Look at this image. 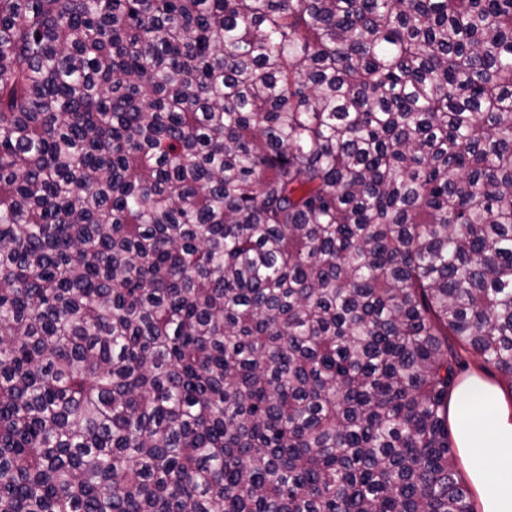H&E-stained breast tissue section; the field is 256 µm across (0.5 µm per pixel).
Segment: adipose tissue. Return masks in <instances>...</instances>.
Masks as SVG:
<instances>
[{
    "label": "adipose tissue",
    "mask_w": 512,
    "mask_h": 512,
    "mask_svg": "<svg viewBox=\"0 0 512 512\" xmlns=\"http://www.w3.org/2000/svg\"><path fill=\"white\" fill-rule=\"evenodd\" d=\"M448 422L477 512H512V394L470 375L452 392Z\"/></svg>",
    "instance_id": "adipose-tissue-1"
}]
</instances>
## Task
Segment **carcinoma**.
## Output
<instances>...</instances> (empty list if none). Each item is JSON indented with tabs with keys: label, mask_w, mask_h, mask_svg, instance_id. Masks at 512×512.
<instances>
[{
	"label": "carcinoma",
	"mask_w": 512,
	"mask_h": 512,
	"mask_svg": "<svg viewBox=\"0 0 512 512\" xmlns=\"http://www.w3.org/2000/svg\"><path fill=\"white\" fill-rule=\"evenodd\" d=\"M512 383V0H0V512H476ZM448 422L458 469L475 490L477 512H512L511 394L470 375L452 392Z\"/></svg>",
	"instance_id": "cac0c4a2"
}]
</instances>
